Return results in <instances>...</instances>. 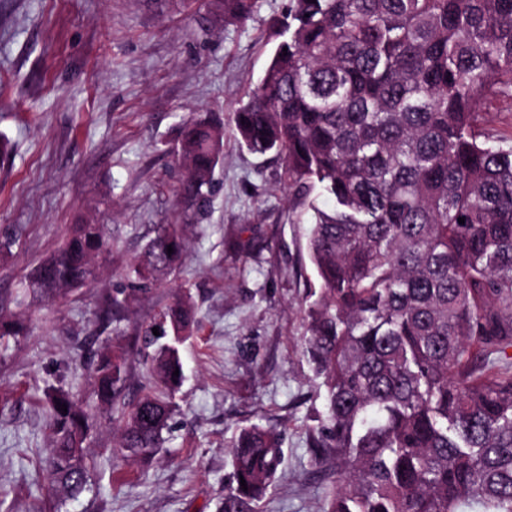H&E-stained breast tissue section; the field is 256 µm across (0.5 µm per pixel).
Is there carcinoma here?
Returning <instances> with one entry per match:
<instances>
[{"mask_svg": "<svg viewBox=\"0 0 512 512\" xmlns=\"http://www.w3.org/2000/svg\"><path fill=\"white\" fill-rule=\"evenodd\" d=\"M217 2L226 24L256 8ZM270 30V60L232 123L249 151L282 160L307 204L319 288L304 353L325 391L308 442L332 483L326 512H512V135L492 133L481 111L512 99V0H288ZM223 150L220 119L182 125V210L206 211ZM184 248L180 225H161L129 270L138 291ZM109 249L104 225L71 224L30 285L64 297ZM195 322L177 297L160 316L174 343L150 326L141 336L156 388L124 411L131 456L162 448L182 381L176 343ZM25 332L0 313V340ZM128 356L117 342L90 360L99 401L121 402ZM46 402L48 482L73 497L88 415L62 389ZM231 458L223 512H261L280 435L245 427Z\"/></svg>", "mask_w": 512, "mask_h": 512, "instance_id": "1", "label": "carcinoma"}]
</instances>
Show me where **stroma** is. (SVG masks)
<instances>
[{
    "mask_svg": "<svg viewBox=\"0 0 512 512\" xmlns=\"http://www.w3.org/2000/svg\"><path fill=\"white\" fill-rule=\"evenodd\" d=\"M288 0H258L246 25L201 30L186 0H0V310L27 333L0 346V512H220L230 444L262 424L283 437L263 512H325L308 429L323 391L303 354L318 280L307 227L274 154L242 148L228 118L258 84L273 42L267 22ZM225 118L224 154L204 215L176 204L168 149L190 118ZM106 225L112 247L96 278L63 298L28 278L67 225ZM179 223L186 255L149 294L129 267L160 225ZM130 299L99 316L113 291ZM197 324L180 346L184 380L162 450L115 454L121 410L97 401L84 356L120 336L129 347L180 294ZM79 395L90 415L87 488L59 500L40 467L48 452L45 391Z\"/></svg>",
    "mask_w": 512,
    "mask_h": 512,
    "instance_id": "35a3bbf8",
    "label": "stroma"
}]
</instances>
